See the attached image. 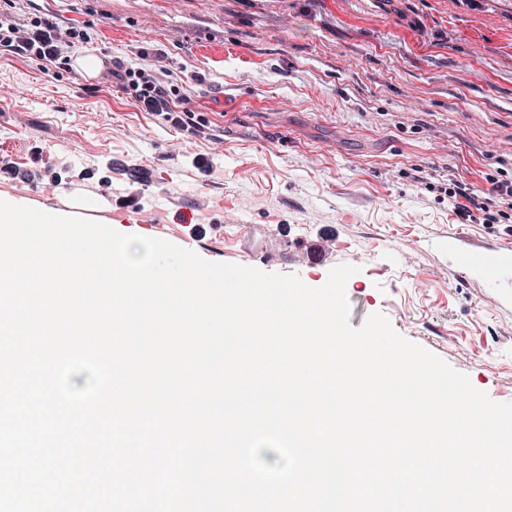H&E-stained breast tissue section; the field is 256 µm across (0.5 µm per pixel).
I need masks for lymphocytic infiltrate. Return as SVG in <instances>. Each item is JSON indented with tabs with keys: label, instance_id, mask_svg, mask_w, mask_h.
I'll use <instances>...</instances> for the list:
<instances>
[{
	"label": "lymphocytic infiltrate",
	"instance_id": "1",
	"mask_svg": "<svg viewBox=\"0 0 512 512\" xmlns=\"http://www.w3.org/2000/svg\"><path fill=\"white\" fill-rule=\"evenodd\" d=\"M5 0L0 9V48L67 70L73 49L89 43L91 28L86 24L64 25L55 14L39 13L28 20L17 21L12 6ZM119 81L134 105L170 122L188 133H203L206 124L188 106L179 86L167 81L166 70L146 66L117 67L107 72ZM448 196L454 199V212L466 224H501L512 219V180H492L488 200H478L473 191L459 181H450Z\"/></svg>",
	"mask_w": 512,
	"mask_h": 512
}]
</instances>
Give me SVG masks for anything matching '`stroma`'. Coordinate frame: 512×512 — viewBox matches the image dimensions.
<instances>
[{"mask_svg": "<svg viewBox=\"0 0 512 512\" xmlns=\"http://www.w3.org/2000/svg\"><path fill=\"white\" fill-rule=\"evenodd\" d=\"M90 22L91 52L186 84L191 135L101 74L60 79L0 50V193L209 261L348 283L350 324L400 335L512 402V277L462 273L452 236L512 253V222L462 224L448 182L512 177V0H18ZM157 213L146 229L132 212ZM325 259L308 264L309 251Z\"/></svg>", "mask_w": 512, "mask_h": 512, "instance_id": "obj_1", "label": "stroma"}]
</instances>
